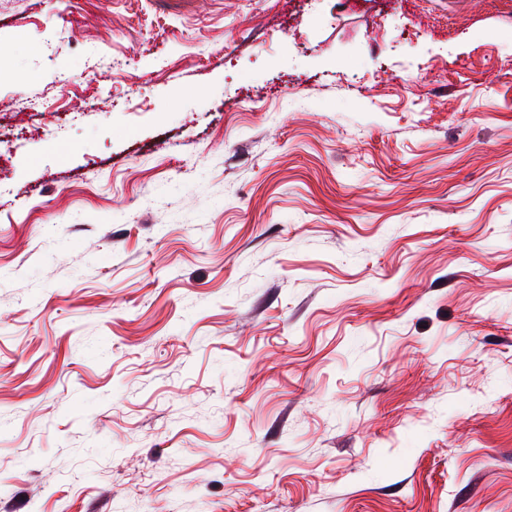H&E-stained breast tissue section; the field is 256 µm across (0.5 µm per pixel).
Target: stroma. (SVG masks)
<instances>
[{
  "label": "stroma",
  "instance_id": "1",
  "mask_svg": "<svg viewBox=\"0 0 512 512\" xmlns=\"http://www.w3.org/2000/svg\"><path fill=\"white\" fill-rule=\"evenodd\" d=\"M0 512H512V0H0Z\"/></svg>",
  "mask_w": 512,
  "mask_h": 512
}]
</instances>
